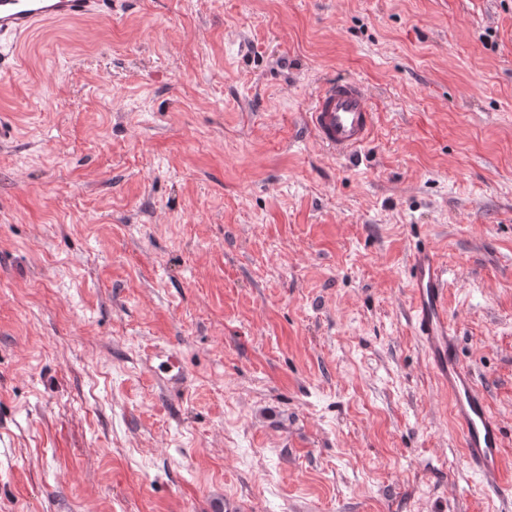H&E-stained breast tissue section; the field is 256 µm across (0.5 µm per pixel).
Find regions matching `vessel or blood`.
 Listing matches in <instances>:
<instances>
[{
  "instance_id": "vessel-or-blood-1",
  "label": "vessel or blood",
  "mask_w": 512,
  "mask_h": 512,
  "mask_svg": "<svg viewBox=\"0 0 512 512\" xmlns=\"http://www.w3.org/2000/svg\"><path fill=\"white\" fill-rule=\"evenodd\" d=\"M112 0H0V35L17 39L49 20L108 16ZM307 119L317 138L345 155L371 135L375 115L363 88L351 81L326 83L315 95ZM410 319L423 341L438 381L447 387L451 417L459 429L465 461L488 491L512 500V484L499 482L503 434L485 394L457 354L456 330L445 303L447 271L426 248L413 251L409 271Z\"/></svg>"
}]
</instances>
